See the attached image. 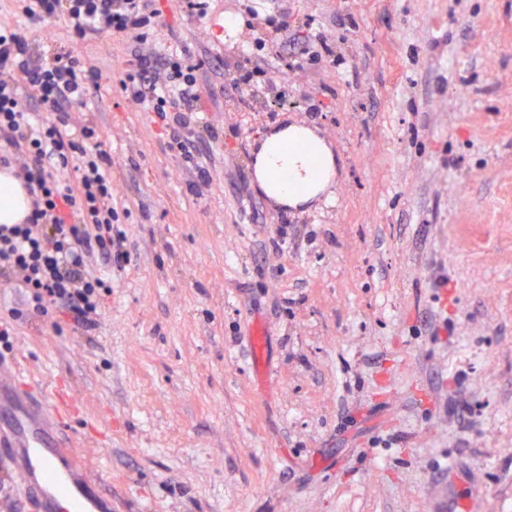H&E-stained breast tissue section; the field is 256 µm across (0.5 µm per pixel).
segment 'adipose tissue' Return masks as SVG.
I'll use <instances>...</instances> for the list:
<instances>
[{
    "label": "adipose tissue",
    "instance_id": "ef3b65f1",
    "mask_svg": "<svg viewBox=\"0 0 512 512\" xmlns=\"http://www.w3.org/2000/svg\"><path fill=\"white\" fill-rule=\"evenodd\" d=\"M288 130L269 136L257 152L256 174L265 193L293 206L313 200L327 183L331 156L321 142L312 151L294 148Z\"/></svg>",
    "mask_w": 512,
    "mask_h": 512
}]
</instances>
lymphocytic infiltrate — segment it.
<instances>
[{
  "instance_id": "f902f5d3",
  "label": "lymphocytic infiltrate",
  "mask_w": 512,
  "mask_h": 512,
  "mask_svg": "<svg viewBox=\"0 0 512 512\" xmlns=\"http://www.w3.org/2000/svg\"><path fill=\"white\" fill-rule=\"evenodd\" d=\"M22 2L21 20L0 22V168L22 184L30 210L22 223L0 224V284L20 288L35 315L60 312L90 331L111 292L107 270L130 258L112 204V157L95 125L75 113L101 71L72 46L37 52L26 24L61 20L80 41L104 33L132 40L121 89L163 123L184 162L194 164L196 141L218 132L200 121L198 66L149 43L159 24L152 0Z\"/></svg>"
}]
</instances>
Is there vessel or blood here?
Wrapping results in <instances>:
<instances>
[{
    "mask_svg": "<svg viewBox=\"0 0 512 512\" xmlns=\"http://www.w3.org/2000/svg\"><path fill=\"white\" fill-rule=\"evenodd\" d=\"M60 428L46 404L31 402L15 375L0 369V444L40 512H59L65 504L71 512H107L108 502L89 489L80 457L59 447Z\"/></svg>",
    "mask_w": 512,
    "mask_h": 512,
    "instance_id": "b4317fda",
    "label": "vessel or blood"
}]
</instances>
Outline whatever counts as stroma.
Wrapping results in <instances>:
<instances>
[{
  "label": "stroma",
  "mask_w": 512,
  "mask_h": 512,
  "mask_svg": "<svg viewBox=\"0 0 512 512\" xmlns=\"http://www.w3.org/2000/svg\"><path fill=\"white\" fill-rule=\"evenodd\" d=\"M153 6V44L178 36L203 65L212 181L192 193L161 123L126 99L132 42L29 28L102 72L80 115L112 157L130 260L91 333L14 321L18 386L104 469L112 512H512V0H209L202 20ZM279 14L287 32L252 59L284 94L232 88L243 43ZM305 30L340 62L312 59ZM290 124L335 159L297 208L254 173L259 140ZM441 272L453 287H433Z\"/></svg>",
  "instance_id": "stroma-1"
}]
</instances>
